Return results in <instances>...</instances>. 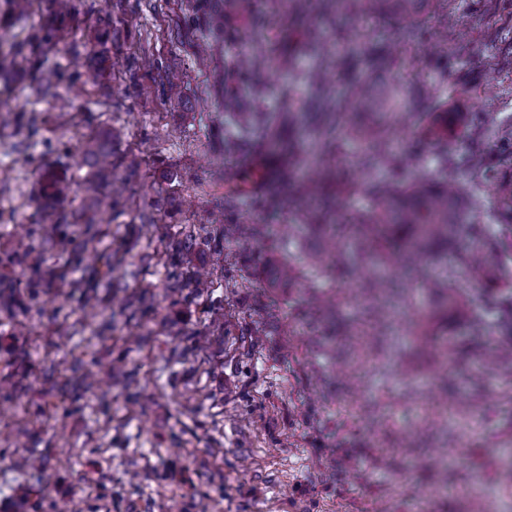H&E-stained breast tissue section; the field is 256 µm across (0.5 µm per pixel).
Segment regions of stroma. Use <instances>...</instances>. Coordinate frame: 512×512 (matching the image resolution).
I'll return each mask as SVG.
<instances>
[{
    "label": "stroma",
    "mask_w": 512,
    "mask_h": 512,
    "mask_svg": "<svg viewBox=\"0 0 512 512\" xmlns=\"http://www.w3.org/2000/svg\"><path fill=\"white\" fill-rule=\"evenodd\" d=\"M99 3L71 0L61 17L57 0H33L21 23L0 0V61L20 52L31 60L0 81V118L26 119L0 122V258L36 230L40 211L74 215L93 170L81 154L85 137L107 141L117 177L126 178L127 156L141 158L108 226L123 255L112 330L96 336L78 324L58 338L38 310L72 314L82 289L34 288L28 266L0 267V401L17 410L0 418V502L27 496L28 512H58L66 499L82 512H512V485L501 479L512 462V375L463 379L464 413L441 410L440 380L471 344L466 321L418 287L375 321L360 290L368 264L336 283L307 264L295 199L282 189L273 207L256 204L274 178L272 158L253 159L255 191L235 192L223 214L264 225L268 236L233 245V265L207 293L177 288V272L212 268L222 246L213 227L188 252L174 251L186 228L235 191L225 93L247 99L261 85L263 111L277 112L283 82L266 69L239 74L254 19L223 0H112L107 14ZM261 8L267 29L291 33L299 105L313 93L299 73L322 63L307 42L333 40L337 26L377 41L396 31L367 25L351 7L334 21L314 12L300 23L276 0ZM456 8L447 53L431 50L440 24L430 8L405 21L420 39L398 47L417 61L403 78L446 129L420 137L398 128L408 174L433 182L445 154L481 153L498 166L506 147L497 132L512 130V0H456ZM193 40L214 47L215 71L196 68ZM171 70L186 74L177 98L164 88ZM46 72L58 75L59 97L43 94ZM361 158L346 136L322 164L342 179H377ZM59 177L72 184L64 202L50 189ZM285 259L300 273L283 283L274 269ZM498 262L495 289L452 274L457 291L490 315L512 289V247ZM78 358L110 373L109 385L67 391Z\"/></svg>",
    "instance_id": "obj_1"
}]
</instances>
